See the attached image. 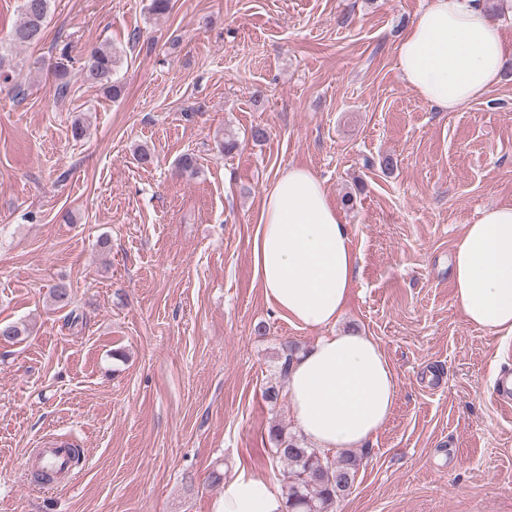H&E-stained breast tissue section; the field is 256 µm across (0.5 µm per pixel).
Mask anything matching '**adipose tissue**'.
<instances>
[{
    "instance_id": "obj_1",
    "label": "adipose tissue",
    "mask_w": 512,
    "mask_h": 512,
    "mask_svg": "<svg viewBox=\"0 0 512 512\" xmlns=\"http://www.w3.org/2000/svg\"><path fill=\"white\" fill-rule=\"evenodd\" d=\"M401 79L425 103L456 112L505 79L512 49L486 0H427L395 47ZM266 300L290 324L318 330L287 372L298 430L315 447H362L389 421L397 399L392 363L371 336L339 332L357 283L352 233L321 178L283 169L267 190L253 242ZM454 302L467 323L512 337V205L464 225L452 255ZM280 487L260 476L226 484L217 512H283Z\"/></svg>"
}]
</instances>
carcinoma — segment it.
I'll return each mask as SVG.
<instances>
[{"label":"carcinoma","mask_w":512,"mask_h":512,"mask_svg":"<svg viewBox=\"0 0 512 512\" xmlns=\"http://www.w3.org/2000/svg\"><path fill=\"white\" fill-rule=\"evenodd\" d=\"M49 8L50 0H22L20 18L7 35L9 45L17 48L38 43ZM116 64L117 56L112 49L94 48L86 56L81 77L85 83L98 86L116 98L120 94V87L113 81ZM27 333V326L21 322L0 324V339L6 342H17ZM270 440L276 457L288 464L284 472L288 507L295 512H333L336 501L353 485L357 458L331 456L281 430L271 432Z\"/></svg>","instance_id":"obj_1"}]
</instances>
